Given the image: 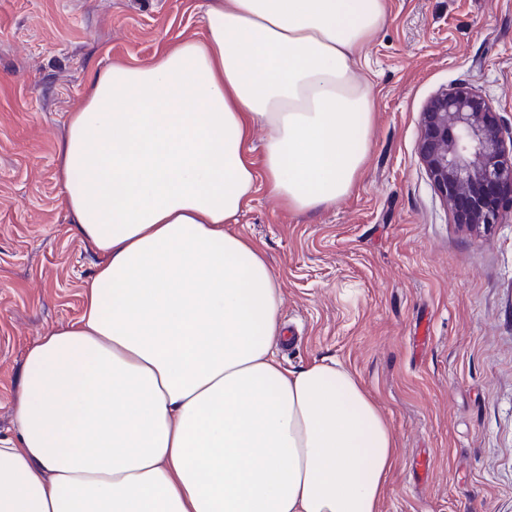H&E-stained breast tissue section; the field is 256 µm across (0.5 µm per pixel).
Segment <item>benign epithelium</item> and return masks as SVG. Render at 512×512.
Returning a JSON list of instances; mask_svg holds the SVG:
<instances>
[{"mask_svg":"<svg viewBox=\"0 0 512 512\" xmlns=\"http://www.w3.org/2000/svg\"><path fill=\"white\" fill-rule=\"evenodd\" d=\"M418 153L435 189L453 202L458 223H497L502 198L512 197V146L477 89L451 87L426 103Z\"/></svg>","mask_w":512,"mask_h":512,"instance_id":"7a95c632","label":"benign epithelium"}]
</instances>
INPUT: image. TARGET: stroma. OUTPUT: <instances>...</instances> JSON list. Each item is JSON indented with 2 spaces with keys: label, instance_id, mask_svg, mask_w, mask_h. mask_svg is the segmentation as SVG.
Wrapping results in <instances>:
<instances>
[{
  "label": "stroma",
  "instance_id": "1",
  "mask_svg": "<svg viewBox=\"0 0 512 512\" xmlns=\"http://www.w3.org/2000/svg\"><path fill=\"white\" fill-rule=\"evenodd\" d=\"M211 0H0V435L29 347L83 310L103 257L62 204L58 145L95 72L197 38ZM356 60L373 87L358 187L316 213L264 188L231 231L263 250L289 369L336 360L386 416L398 462L380 512H512V208L457 223L417 152L437 92L473 86L512 140V0H387Z\"/></svg>",
  "mask_w": 512,
  "mask_h": 512
}]
</instances>
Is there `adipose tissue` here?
Here are the masks:
<instances>
[{
  "instance_id": "ef3b65f1",
  "label": "adipose tissue",
  "mask_w": 512,
  "mask_h": 512,
  "mask_svg": "<svg viewBox=\"0 0 512 512\" xmlns=\"http://www.w3.org/2000/svg\"><path fill=\"white\" fill-rule=\"evenodd\" d=\"M386 19L215 0L203 38L94 74L58 158L103 261L80 318L27 351L0 512H380L389 425L342 363L282 366L275 278L227 226L260 180L292 212L352 191L374 107L352 58Z\"/></svg>"
}]
</instances>
